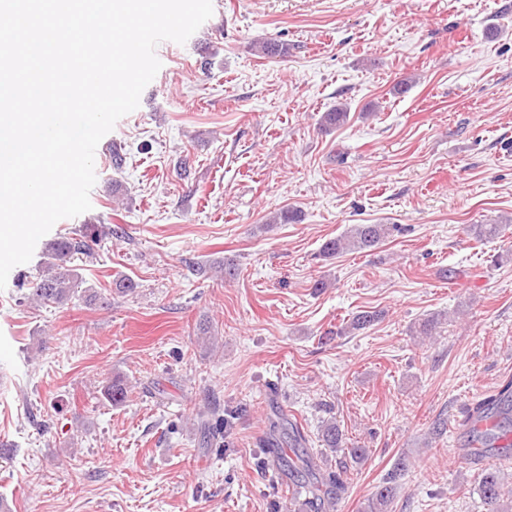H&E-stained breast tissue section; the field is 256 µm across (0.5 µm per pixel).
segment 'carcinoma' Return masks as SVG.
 <instances>
[{"label":"carcinoma","instance_id":"carcinoma-1","mask_svg":"<svg viewBox=\"0 0 512 512\" xmlns=\"http://www.w3.org/2000/svg\"><path fill=\"white\" fill-rule=\"evenodd\" d=\"M260 53L266 57H280L288 54V46L276 40H266L258 44ZM350 113L337 108L323 115L322 129L342 126L349 121ZM386 224H355L346 233L326 240L321 247L325 257H334L346 250H365L377 246L389 234ZM101 239L92 233L81 239L58 238L49 244L45 252L42 269L30 281V298L41 305H63L70 301L82 282L77 268L71 260L77 254L90 255L93 247ZM378 319L373 311L354 314L342 328L344 332L363 330ZM276 419L272 421V441L269 448L277 458L280 472L288 479V485L296 495L305 494L309 512H325L346 490L343 471L323 467L320 457L308 448V434L296 420L280 408H275ZM471 418L491 419L486 428L480 430L468 424L474 434L473 442L484 448H496L498 442L507 441L505 447L512 446V382H508L497 392L478 401L473 407ZM322 446L330 449L355 464L362 463L368 449L349 446L340 425L334 420H326L321 428ZM395 489L390 480L378 486L367 499L364 512H388ZM478 492L492 512H512V490H504L499 471L486 469L478 482Z\"/></svg>","mask_w":512,"mask_h":512}]
</instances>
